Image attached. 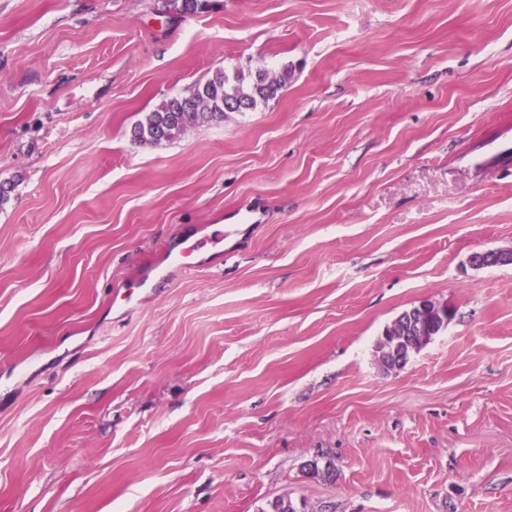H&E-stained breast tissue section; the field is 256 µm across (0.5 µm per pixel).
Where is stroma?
<instances>
[{
    "mask_svg": "<svg viewBox=\"0 0 512 512\" xmlns=\"http://www.w3.org/2000/svg\"><path fill=\"white\" fill-rule=\"evenodd\" d=\"M1 183L0 512H512V0H0ZM162 3L167 12L185 16L204 12L209 0H163ZM291 71L272 73L266 68L236 71L230 78L216 72L199 82L185 96L164 100L133 128L135 139L144 144L170 141L190 126L220 123L226 112L253 110L287 87ZM224 243V227H214L209 233L184 246L177 254L176 260L184 267L190 266L193 262L187 259L209 247H216ZM469 262L476 269L493 265H511L512 249H496L475 253L470 257ZM427 315L431 314L436 319L441 318L443 324L448 323V314L452 317L453 313L450 309L448 312L429 301L421 303L419 306H414L409 310L404 311L401 316L396 320L400 324V327L396 329L398 334L390 335L389 330L385 332L383 341L380 343V350L388 348L390 350V361L385 357H381V361L385 366V369L400 368L405 365L408 360L410 352H412V346L418 336V342L420 345H415L414 351L420 350L435 336L442 328V321H427L421 322L419 319H415V313L419 312ZM427 334V336H421ZM396 348L395 354H392V350Z\"/></svg>",
    "mask_w": 512,
    "mask_h": 512,
    "instance_id": "1",
    "label": "stroma"
}]
</instances>
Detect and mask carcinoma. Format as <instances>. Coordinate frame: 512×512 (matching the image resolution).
Masks as SVG:
<instances>
[{"instance_id":"cac0c4a2","label":"carcinoma","mask_w":512,"mask_h":512,"mask_svg":"<svg viewBox=\"0 0 512 512\" xmlns=\"http://www.w3.org/2000/svg\"><path fill=\"white\" fill-rule=\"evenodd\" d=\"M209 0H163L167 12L179 16L194 15L207 9ZM291 71L272 73L266 68L236 71L229 76L223 71L199 82L185 96L164 100L146 114L133 128L135 139L144 144L170 141L190 126L220 123L227 112H246L278 94L287 87ZM418 307L404 311L397 319V334H385L380 349L395 350L390 358H381L385 369L400 368L408 360L416 337L436 335L443 325L436 321L422 322L415 318Z\"/></svg>"}]
</instances>
